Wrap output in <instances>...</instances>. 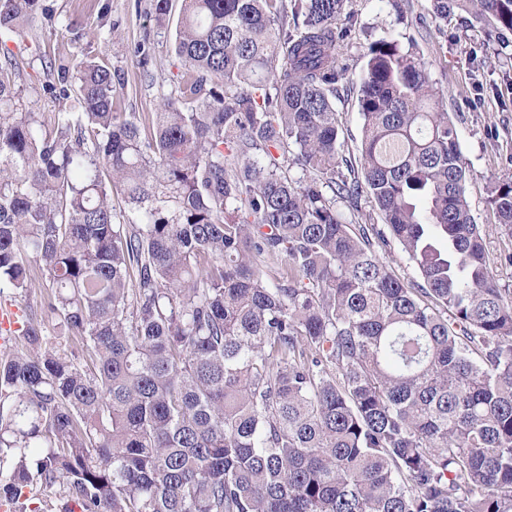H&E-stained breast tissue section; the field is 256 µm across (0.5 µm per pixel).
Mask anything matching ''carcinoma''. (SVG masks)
I'll use <instances>...</instances> for the list:
<instances>
[{
    "instance_id": "obj_1",
    "label": "carcinoma",
    "mask_w": 512,
    "mask_h": 512,
    "mask_svg": "<svg viewBox=\"0 0 512 512\" xmlns=\"http://www.w3.org/2000/svg\"><path fill=\"white\" fill-rule=\"evenodd\" d=\"M350 2L182 0L146 140L107 65L44 55L82 107L48 130L0 64V288L44 289L0 352L8 512H512V297L414 41L369 43L343 154ZM457 10L512 63V0ZM44 15L0 0V31ZM489 204L512 232L511 176ZM376 251L381 261L388 265L400 279L404 281L417 280L418 276L414 266L404 257L395 241L390 239L387 244L376 245Z\"/></svg>"
}]
</instances>
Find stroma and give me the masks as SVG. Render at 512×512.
Returning <instances> with one entry per match:
<instances>
[{
    "mask_svg": "<svg viewBox=\"0 0 512 512\" xmlns=\"http://www.w3.org/2000/svg\"><path fill=\"white\" fill-rule=\"evenodd\" d=\"M171 3L169 16L159 23L151 16L152 0H45L51 21H35L19 36L0 34L21 64L17 84L27 110L49 124L57 112L80 109L77 97L58 102L45 92L50 79L40 57L47 51L67 60L93 57L108 63L117 111L135 114L140 124H147L162 100L176 93L172 78L180 62L171 51V40L181 0ZM352 9L356 30L344 51L352 89L336 102L345 155H357L361 143L355 88L369 42L385 35L414 37L432 64V78L444 93L471 167L466 195L472 213L486 230L490 253L499 258L501 285L512 289V262L499 257L512 244V236L499 226L488 203L492 180L512 176V74L501 71L485 48V25L459 11L449 17L444 30H437L428 21L430 0H400L396 5L390 0H353Z\"/></svg>",
    "mask_w": 512,
    "mask_h": 512,
    "instance_id": "35a3bbf8",
    "label": "stroma"
}]
</instances>
